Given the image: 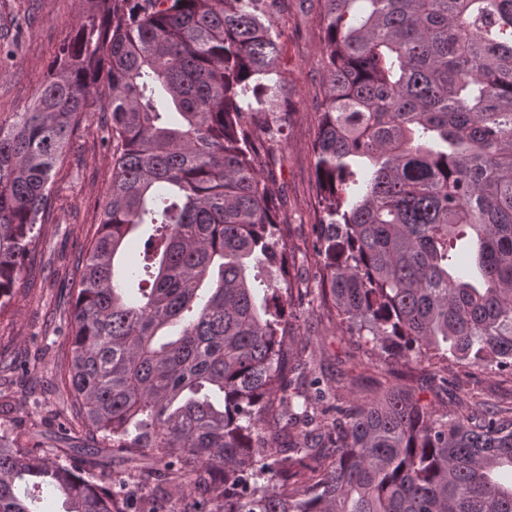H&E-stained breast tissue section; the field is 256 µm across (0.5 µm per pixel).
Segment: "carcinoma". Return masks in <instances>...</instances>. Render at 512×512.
Instances as JSON below:
<instances>
[{"mask_svg":"<svg viewBox=\"0 0 512 512\" xmlns=\"http://www.w3.org/2000/svg\"><path fill=\"white\" fill-rule=\"evenodd\" d=\"M278 2L81 0L34 102L0 119V307L84 117L109 115L112 151L53 364L61 407L0 422V512H33L44 486L64 512H512V408L440 411L388 380L294 411V287L261 276L292 247L252 142L285 120ZM320 2V308L412 370L512 373V0ZM49 421L121 452L126 477L46 447Z\"/></svg>","mask_w":512,"mask_h":512,"instance_id":"carcinoma-1","label":"carcinoma"}]
</instances>
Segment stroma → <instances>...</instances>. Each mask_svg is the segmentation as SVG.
Listing matches in <instances>:
<instances>
[{
	"label": "stroma",
	"instance_id": "35a3bbf8",
	"mask_svg": "<svg viewBox=\"0 0 512 512\" xmlns=\"http://www.w3.org/2000/svg\"><path fill=\"white\" fill-rule=\"evenodd\" d=\"M80 8L79 0H0V35L9 50L0 55V116L31 104L57 49L71 35ZM318 14V0H280L276 25L287 118L280 133L258 132L254 141L262 158L261 175L279 200L280 230L294 246L284 276L311 305L303 314V336L290 346L305 348L313 375L350 400L377 391L388 363L379 349L347 335L337 319L316 309L320 285L307 259L311 226L321 216L312 155L326 81ZM104 121L103 113L91 114L72 137L56 175L52 216L25 261L14 299L0 310V357L25 365L24 372L11 374V393L0 400V414L17 423H28L37 411L27 391L29 380H47L53 374L55 348L65 330L66 286L79 277L78 258L97 227V205L110 187L112 156L103 142ZM437 371L455 387L445 393L433 379L416 377L414 387L423 403L440 410L512 407V374L447 362L439 363Z\"/></svg>",
	"mask_w": 512,
	"mask_h": 512
}]
</instances>
